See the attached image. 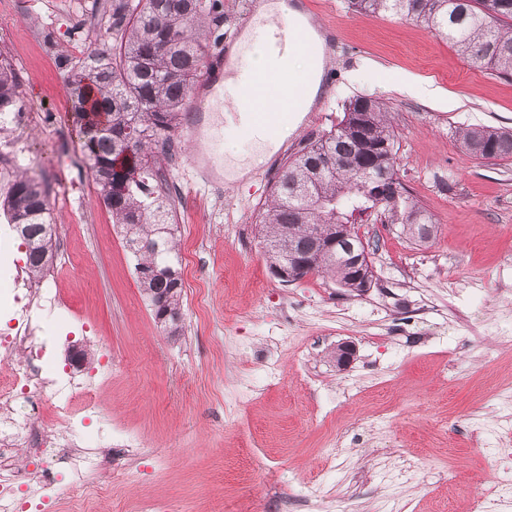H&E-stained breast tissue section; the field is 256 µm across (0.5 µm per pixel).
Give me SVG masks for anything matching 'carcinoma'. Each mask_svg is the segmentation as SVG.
Instances as JSON below:
<instances>
[{"mask_svg":"<svg viewBox=\"0 0 512 512\" xmlns=\"http://www.w3.org/2000/svg\"><path fill=\"white\" fill-rule=\"evenodd\" d=\"M357 13L414 21L448 41L473 67L512 77V0H348ZM110 48L94 46L71 69L66 90L79 125L83 155L95 169L99 198L120 228L136 267L178 269L176 220L158 181L173 156V135L202 76L208 50L222 38L219 0H112ZM22 109L19 84L0 59V128ZM463 149L479 160L512 159V131L471 127L458 132ZM397 142L388 104L357 95L328 132L308 138L286 159L270 198L256 214L269 265L303 253L309 272L357 292L372 280L369 266L341 260L317 245L312 232L348 236L374 211L418 241L435 230L427 211L400 181ZM0 210L28 246L27 269L40 278L50 268L54 239L51 210L41 185L21 168L13 172ZM154 319L169 336L182 330L183 282L153 276L138 280Z\"/></svg>","mask_w":512,"mask_h":512,"instance_id":"carcinoma-1","label":"carcinoma"}]
</instances>
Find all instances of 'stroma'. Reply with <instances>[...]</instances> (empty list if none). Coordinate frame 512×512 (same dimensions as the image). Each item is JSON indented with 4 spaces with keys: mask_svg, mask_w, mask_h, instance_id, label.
Here are the masks:
<instances>
[{
    "mask_svg": "<svg viewBox=\"0 0 512 512\" xmlns=\"http://www.w3.org/2000/svg\"><path fill=\"white\" fill-rule=\"evenodd\" d=\"M112 0H0V55L12 64L28 118L0 130L41 182L59 226L40 280L75 301L42 322L86 358L100 411L82 438L123 433L116 457L134 482L112 489L103 512L149 501L176 512H473L501 467L488 448L512 439V161L460 148L467 125L512 130V79L475 69L423 25L314 0L331 80L298 129L249 179L218 168L246 150L222 112L187 113L161 176L178 224L181 335L157 327L135 257L100 202L83 162L65 82L88 46L111 43ZM437 97L403 92L402 78ZM368 94L394 112L397 174L431 216L425 243L398 226L358 225L374 244V283L349 292L317 275L284 283L266 262L255 216L276 173L306 137ZM219 152L195 163L210 137ZM26 265L22 239L0 218V289ZM355 356L336 364L337 344Z\"/></svg>",
    "mask_w": 512,
    "mask_h": 512,
    "instance_id": "35a3bbf8",
    "label": "stroma"
}]
</instances>
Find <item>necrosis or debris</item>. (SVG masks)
I'll return each instance as SVG.
<instances>
[{
	"instance_id": "4bbe7bcc",
	"label": "necrosis or debris",
	"mask_w": 512,
	"mask_h": 512,
	"mask_svg": "<svg viewBox=\"0 0 512 512\" xmlns=\"http://www.w3.org/2000/svg\"><path fill=\"white\" fill-rule=\"evenodd\" d=\"M58 306L53 289L26 291L13 335L0 336V363L10 369L8 380L0 384V512H22L16 492L23 486L38 503L57 502L58 471L69 477L68 512H93L99 498L111 494L113 483L132 479L129 471L113 467L111 454L74 449L76 429L96 407L88 385L76 383L68 372L51 370L48 350L53 342L39 330L44 313ZM47 391L55 399L50 414L17 423L12 402L24 396L36 406ZM22 449L37 460L36 470L18 465L16 454Z\"/></svg>"
}]
</instances>
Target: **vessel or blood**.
<instances>
[{
    "mask_svg": "<svg viewBox=\"0 0 512 512\" xmlns=\"http://www.w3.org/2000/svg\"><path fill=\"white\" fill-rule=\"evenodd\" d=\"M296 33L295 26L282 20L272 27L255 28L254 38L280 55L286 54L290 48L295 47L304 50L312 58H319L318 45L297 38ZM228 54V48L224 47L208 58L203 80L195 95L194 111H208L210 96L220 85ZM285 83V75L277 70H253L248 73L244 85L245 102L242 109L247 112L253 128L270 132L273 131L275 123L287 122L293 110L294 101L292 97L284 94Z\"/></svg>",
    "mask_w": 512,
    "mask_h": 512,
    "instance_id": "1",
    "label": "vessel or blood"
}]
</instances>
